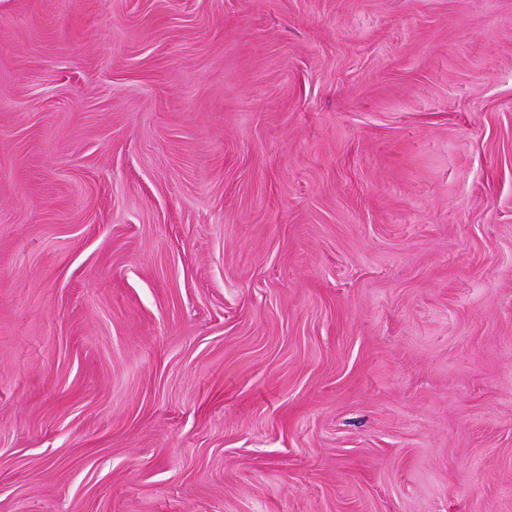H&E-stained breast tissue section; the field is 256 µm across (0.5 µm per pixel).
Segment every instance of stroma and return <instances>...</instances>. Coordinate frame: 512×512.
<instances>
[{"mask_svg": "<svg viewBox=\"0 0 512 512\" xmlns=\"http://www.w3.org/2000/svg\"><path fill=\"white\" fill-rule=\"evenodd\" d=\"M0 512H512V0H0Z\"/></svg>", "mask_w": 512, "mask_h": 512, "instance_id": "1", "label": "stroma"}]
</instances>
